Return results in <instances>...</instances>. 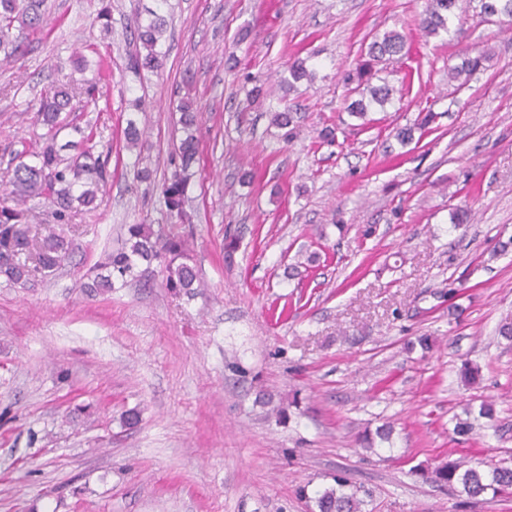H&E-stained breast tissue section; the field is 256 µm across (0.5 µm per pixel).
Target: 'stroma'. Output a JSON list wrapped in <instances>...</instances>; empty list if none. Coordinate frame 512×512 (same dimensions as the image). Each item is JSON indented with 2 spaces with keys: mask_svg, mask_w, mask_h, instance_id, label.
Instances as JSON below:
<instances>
[{
  "mask_svg": "<svg viewBox=\"0 0 512 512\" xmlns=\"http://www.w3.org/2000/svg\"><path fill=\"white\" fill-rule=\"evenodd\" d=\"M152 3L47 0V31L0 67V190L35 143L41 91L64 77L56 62L76 53L104 61L82 120L112 173L97 207L72 217L66 266L24 288L0 279V512H311L300 489L340 470L372 512H512V499L469 507L418 474L512 465V342L497 334L512 321V250H499L512 238V29L480 18L478 0L436 36L420 27L426 0H169L165 68L137 76L127 22ZM388 32L409 52L374 63L369 84L393 95L363 122L343 110L349 75ZM478 54L466 84L449 80ZM297 59L315 80L288 93ZM257 83L267 95L254 101ZM138 96L147 130L130 149ZM185 97L202 111L185 209L204 286L173 294L156 262L87 295L80 279L128 225L169 222L158 185ZM286 105L299 115L288 141L271 123ZM428 111L400 145L397 128ZM137 159L151 181L135 178ZM458 207L470 221L456 229ZM228 234L240 238L229 261ZM467 362L480 369L470 387ZM485 400L497 430L455 435ZM386 423L390 441L358 444Z\"/></svg>",
  "mask_w": 512,
  "mask_h": 512,
  "instance_id": "35a3bbf8",
  "label": "stroma"
}]
</instances>
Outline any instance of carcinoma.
<instances>
[{
  "label": "carcinoma",
  "mask_w": 512,
  "mask_h": 512,
  "mask_svg": "<svg viewBox=\"0 0 512 512\" xmlns=\"http://www.w3.org/2000/svg\"><path fill=\"white\" fill-rule=\"evenodd\" d=\"M156 8L135 18L131 32L137 50L128 61L134 73L157 71L163 66L162 36L168 18L165 6L168 0H155ZM457 0H427L423 30L435 35L441 30L450 31V19L455 16ZM481 12L487 16H504L512 19V0H481ZM47 25L46 0H0V63L8 65L22 54L24 35L41 31ZM406 42L399 34H386L370 43L368 55L376 61L385 56L402 54ZM484 57H467L461 64L448 68V79L469 80L480 70ZM80 70L96 68L95 77L81 86L68 82L50 84L41 93L40 103L33 116L35 134L42 142L37 149L28 148L15 154L9 189L0 197V276L19 287H26L37 276L51 275L70 258L73 240L67 234L73 213L80 207H89L97 194L112 177L108 162L95 153L96 133L79 125L71 118L75 111L73 101L83 102V107H97L98 83L103 76L102 63L84 57L75 59ZM179 122L182 138L177 147L179 163L171 177L162 185V194L170 215L184 222L183 199L192 168L199 161V111L193 102L183 99L179 105ZM427 112L417 123L401 128L396 137L404 144L414 139V131L422 130L433 121ZM274 124L285 130L284 139L293 137L296 129L295 113L285 108L274 113ZM69 128L78 136L65 144L57 143L61 130ZM44 201L52 208L55 223L44 227V235L30 237L29 218L31 203ZM159 261L167 272L165 287L178 295L191 296L201 287L195 267L191 265L190 247L185 235L171 231L163 234L149 224L128 226L124 246L107 255L105 261L94 267L96 274L88 288L110 290L118 281L136 277L140 263ZM428 478L440 486L459 484L473 503L491 498L512 497V466L494 464L486 472L475 468L461 470V464L449 462L433 470ZM361 490L342 474L336 475L335 486L315 493L318 512H364L368 501L360 496Z\"/></svg>",
  "instance_id": "1"
}]
</instances>
